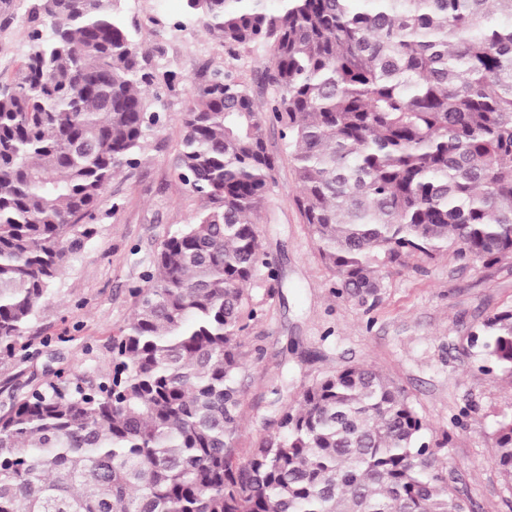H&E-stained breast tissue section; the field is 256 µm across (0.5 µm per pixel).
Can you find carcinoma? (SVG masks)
Instances as JSON below:
<instances>
[{"instance_id": "cac0c4a2", "label": "carcinoma", "mask_w": 512, "mask_h": 512, "mask_svg": "<svg viewBox=\"0 0 512 512\" xmlns=\"http://www.w3.org/2000/svg\"><path fill=\"white\" fill-rule=\"evenodd\" d=\"M119 0H38L0 79V363L12 361L112 178L159 122ZM228 56L263 43L261 106L214 71L174 158L204 206L131 289L112 372L56 375L0 413V512H469L405 392L336 369L236 459L237 351L280 127L294 205L337 295L369 309L413 255L512 259V0H186ZM512 377V309L473 332ZM495 464L512 492V415Z\"/></svg>"}]
</instances>
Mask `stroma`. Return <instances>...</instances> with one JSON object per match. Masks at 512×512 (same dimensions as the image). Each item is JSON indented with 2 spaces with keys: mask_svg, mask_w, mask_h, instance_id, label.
I'll use <instances>...</instances> for the list:
<instances>
[{
  "mask_svg": "<svg viewBox=\"0 0 512 512\" xmlns=\"http://www.w3.org/2000/svg\"><path fill=\"white\" fill-rule=\"evenodd\" d=\"M34 3L0 0L2 77L13 76L27 53ZM184 4L120 0L124 23L156 77L162 124L146 133L134 166L110 183L92 235L69 256L34 315L24 360L0 364L2 412L57 373L110 368L112 337L133 311L131 288L150 270L169 230L193 223L201 208L173 171L195 88L221 68L243 75L257 103L270 96L258 78L269 47L229 58ZM266 144L280 163L256 226L265 262L248 294L258 315L239 338L247 364L239 457L275 430L282 407L297 403L314 381L366 361L405 391L428 425L427 441L447 439L445 459L470 512H512L493 462L497 422L512 410V378L484 372L486 357L471 336L488 315L512 308V262L487 267L450 255L414 257L386 279L378 305L365 310L335 294L334 274L292 205L298 184L276 124L268 125Z\"/></svg>",
  "mask_w": 512,
  "mask_h": 512,
  "instance_id": "35a3bbf8",
  "label": "stroma"
}]
</instances>
